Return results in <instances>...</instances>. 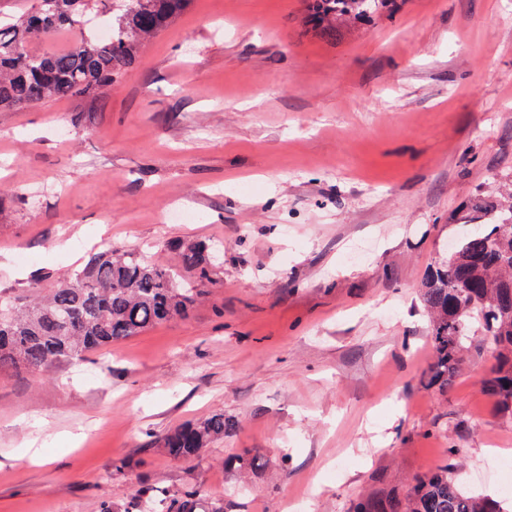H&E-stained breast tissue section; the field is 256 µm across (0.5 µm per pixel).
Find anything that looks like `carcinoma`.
<instances>
[{
	"label": "carcinoma",
	"mask_w": 512,
	"mask_h": 512,
	"mask_svg": "<svg viewBox=\"0 0 512 512\" xmlns=\"http://www.w3.org/2000/svg\"><path fill=\"white\" fill-rule=\"evenodd\" d=\"M388 0H312V20L329 34L338 16L375 14ZM191 0H37L13 22L0 23V110L52 99L92 96L119 81ZM110 29L99 38L90 23ZM59 32L79 40L64 51L35 52L30 45ZM473 230L463 235L427 276L421 290L432 315L434 361L428 383L446 390L477 339L491 343L495 364L482 391L512 420V205L484 197L471 205ZM174 268L136 256L97 253L66 281L24 303L0 299V374L42 370L77 361L174 317L186 316L205 288L217 283L205 241H175ZM232 426L224 414L174 429L161 447L174 459H190ZM203 490L179 498L160 490L135 495L138 512H196ZM352 512H512L503 500L469 491L444 466L416 476L403 493L361 499Z\"/></svg>",
	"instance_id": "obj_1"
}]
</instances>
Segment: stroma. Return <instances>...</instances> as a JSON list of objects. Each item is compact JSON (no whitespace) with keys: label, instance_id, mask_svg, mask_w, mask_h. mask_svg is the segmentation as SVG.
Returning <instances> with one entry per match:
<instances>
[{"label":"stroma","instance_id":"35a3bbf8","mask_svg":"<svg viewBox=\"0 0 512 512\" xmlns=\"http://www.w3.org/2000/svg\"><path fill=\"white\" fill-rule=\"evenodd\" d=\"M511 187L512 0H397L331 36L306 0H193L105 93L0 112V296L105 248L223 251L188 318L0 375V512L195 485L224 512H349L447 463L472 482L498 448L512 475L492 359L428 387L420 300L474 195ZM173 205L190 220L160 222ZM215 413L234 426L198 459L161 448ZM247 452L263 466L226 467Z\"/></svg>","mask_w":512,"mask_h":512}]
</instances>
